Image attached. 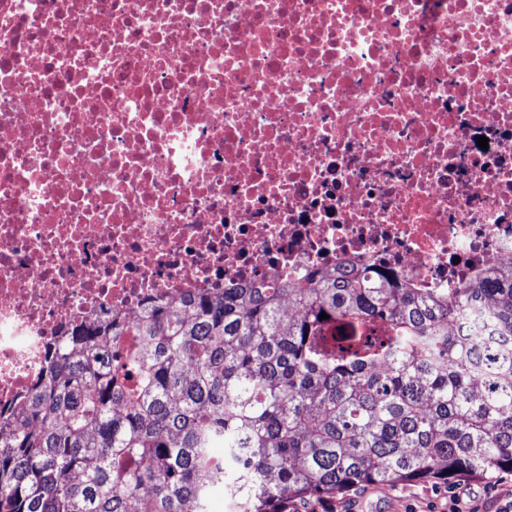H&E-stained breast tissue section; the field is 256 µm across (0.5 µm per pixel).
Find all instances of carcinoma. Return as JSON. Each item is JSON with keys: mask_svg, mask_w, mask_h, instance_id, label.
<instances>
[{"mask_svg": "<svg viewBox=\"0 0 512 512\" xmlns=\"http://www.w3.org/2000/svg\"><path fill=\"white\" fill-rule=\"evenodd\" d=\"M186 306L49 347L0 438V512H206L227 455L238 512L512 471V268L438 293L316 272Z\"/></svg>", "mask_w": 512, "mask_h": 512, "instance_id": "obj_1", "label": "carcinoma"}]
</instances>
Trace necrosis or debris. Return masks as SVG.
Returning a JSON list of instances; mask_svg holds the SVG:
<instances>
[{"label": "necrosis or debris", "instance_id": "1", "mask_svg": "<svg viewBox=\"0 0 512 512\" xmlns=\"http://www.w3.org/2000/svg\"><path fill=\"white\" fill-rule=\"evenodd\" d=\"M510 266L512 0H0V417L76 322Z\"/></svg>", "mask_w": 512, "mask_h": 512}]
</instances>
